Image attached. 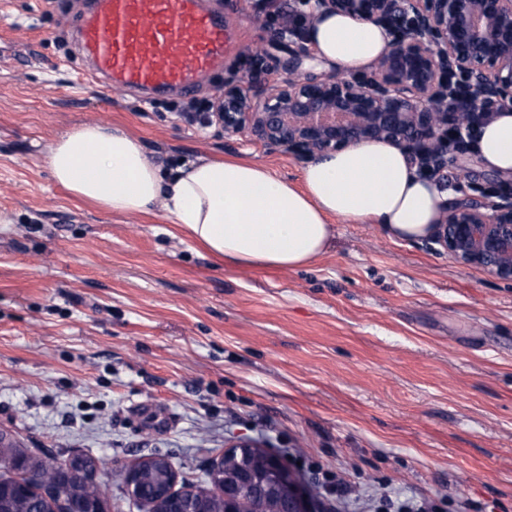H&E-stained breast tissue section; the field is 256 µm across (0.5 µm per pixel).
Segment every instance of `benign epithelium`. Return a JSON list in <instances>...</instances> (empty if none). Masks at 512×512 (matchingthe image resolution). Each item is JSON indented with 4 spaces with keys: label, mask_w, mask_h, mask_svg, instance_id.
Wrapping results in <instances>:
<instances>
[{
    "label": "benign epithelium",
    "mask_w": 512,
    "mask_h": 512,
    "mask_svg": "<svg viewBox=\"0 0 512 512\" xmlns=\"http://www.w3.org/2000/svg\"><path fill=\"white\" fill-rule=\"evenodd\" d=\"M277 36L309 55L310 32L324 14L336 13L384 28L390 42L368 73L304 76L293 70L279 85L254 78L266 70L265 53L245 58L253 76L224 84L215 99L224 131L247 134L272 149L305 158L370 140L402 145L428 178L447 177L448 153L461 152L462 132L473 117L512 107V0H293ZM445 209L435 241L459 264L512 280V192L477 201L467 193ZM240 457L236 475L224 479V512H244L254 468L274 472L285 495L282 512H315L310 494L281 460L248 443L224 453ZM96 469L80 456L56 469L51 482L77 473L93 482Z\"/></svg>",
    "instance_id": "benign-epithelium-1"
}]
</instances>
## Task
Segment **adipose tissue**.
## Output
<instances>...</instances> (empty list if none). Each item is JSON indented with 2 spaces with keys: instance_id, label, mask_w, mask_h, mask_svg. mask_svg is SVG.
<instances>
[{
  "instance_id": "1",
  "label": "adipose tissue",
  "mask_w": 512,
  "mask_h": 512,
  "mask_svg": "<svg viewBox=\"0 0 512 512\" xmlns=\"http://www.w3.org/2000/svg\"><path fill=\"white\" fill-rule=\"evenodd\" d=\"M318 59L348 72L368 69L388 33L376 24L329 14L310 34ZM489 171L512 175V109L497 111L476 134ZM56 181L77 198L116 214L162 206L211 256L252 268L293 270L324 255L332 219L378 224L402 240L431 235L448 193L421 176L406 152L384 141L323 154L292 184L253 162L198 159L164 172L135 137L84 125L61 136L48 156Z\"/></svg>"
}]
</instances>
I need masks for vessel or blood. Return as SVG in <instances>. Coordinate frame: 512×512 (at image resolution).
Here are the masks:
<instances>
[{
	"label": "vessel or blood",
	"mask_w": 512,
	"mask_h": 512,
	"mask_svg": "<svg viewBox=\"0 0 512 512\" xmlns=\"http://www.w3.org/2000/svg\"><path fill=\"white\" fill-rule=\"evenodd\" d=\"M78 46L105 86L190 95L234 43L204 0H91Z\"/></svg>",
	"instance_id": "obj_1"
}]
</instances>
